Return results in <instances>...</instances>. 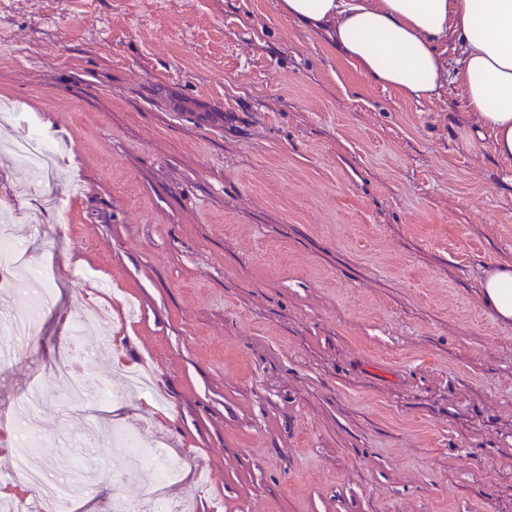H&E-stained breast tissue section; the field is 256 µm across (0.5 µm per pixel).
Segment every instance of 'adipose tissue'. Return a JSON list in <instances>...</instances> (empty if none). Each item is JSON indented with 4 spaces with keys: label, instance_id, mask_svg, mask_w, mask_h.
<instances>
[{
    "label": "adipose tissue",
    "instance_id": "ef3b65f1",
    "mask_svg": "<svg viewBox=\"0 0 512 512\" xmlns=\"http://www.w3.org/2000/svg\"><path fill=\"white\" fill-rule=\"evenodd\" d=\"M289 20L325 33L371 82L411 101L442 92L446 54L466 107L491 136L490 148L512 160V0H281ZM481 297L502 322L512 321V260L487 269Z\"/></svg>",
    "mask_w": 512,
    "mask_h": 512
}]
</instances>
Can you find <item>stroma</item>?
<instances>
[{
    "label": "stroma",
    "instance_id": "obj_1",
    "mask_svg": "<svg viewBox=\"0 0 512 512\" xmlns=\"http://www.w3.org/2000/svg\"><path fill=\"white\" fill-rule=\"evenodd\" d=\"M0 138L36 126L48 180L0 158L7 235L56 290L0 367V473L37 384L52 473L85 441L70 512H113L110 433L165 435L196 512H512V324L481 298L512 259V163L460 83L370 82L279 0H0ZM108 326L74 353L78 320ZM119 389L60 402L63 373Z\"/></svg>",
    "mask_w": 512,
    "mask_h": 512
}]
</instances>
